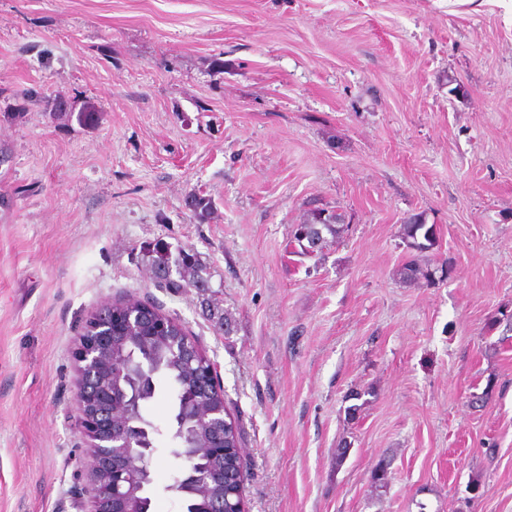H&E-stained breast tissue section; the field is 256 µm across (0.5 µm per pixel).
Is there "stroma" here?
Masks as SVG:
<instances>
[{"instance_id": "obj_1", "label": "stroma", "mask_w": 512, "mask_h": 512, "mask_svg": "<svg viewBox=\"0 0 512 512\" xmlns=\"http://www.w3.org/2000/svg\"><path fill=\"white\" fill-rule=\"evenodd\" d=\"M315 208L349 230L312 260L289 240ZM415 212L451 278L401 281ZM157 240L207 294L157 287ZM126 294L216 362L246 512H512V7L0 0V512H89L74 348ZM145 416L151 512H185L166 383Z\"/></svg>"}]
</instances>
